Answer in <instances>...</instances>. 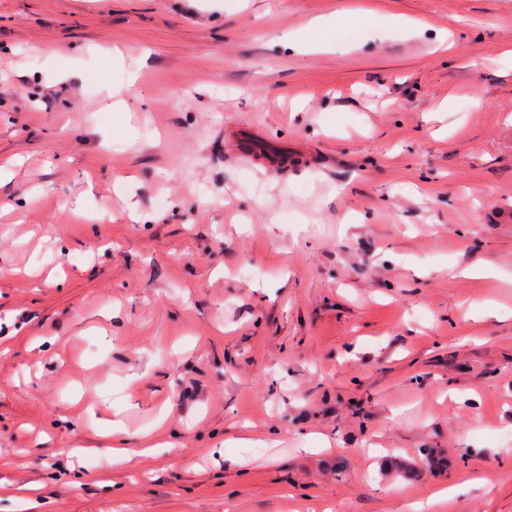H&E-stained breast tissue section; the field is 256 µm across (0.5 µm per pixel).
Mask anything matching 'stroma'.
Here are the masks:
<instances>
[{"label":"stroma","instance_id":"1","mask_svg":"<svg viewBox=\"0 0 512 512\" xmlns=\"http://www.w3.org/2000/svg\"><path fill=\"white\" fill-rule=\"evenodd\" d=\"M0 168V512H512V0H0ZM224 145L267 173L283 175L303 165L307 154L297 146L278 144L265 138L259 128L234 126L224 130Z\"/></svg>","mask_w":512,"mask_h":512}]
</instances>
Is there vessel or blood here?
<instances>
[{
  "label": "vessel or blood",
  "mask_w": 512,
  "mask_h": 512,
  "mask_svg": "<svg viewBox=\"0 0 512 512\" xmlns=\"http://www.w3.org/2000/svg\"><path fill=\"white\" fill-rule=\"evenodd\" d=\"M224 145L265 172L282 175L303 165L307 155L297 146L281 145L265 138L258 128L234 126L225 129Z\"/></svg>",
  "instance_id": "1"
}]
</instances>
